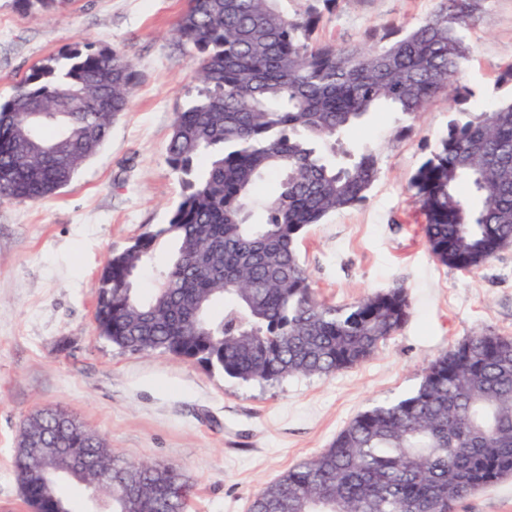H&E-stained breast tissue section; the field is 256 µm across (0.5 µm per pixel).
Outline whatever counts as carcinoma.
Returning a JSON list of instances; mask_svg holds the SVG:
<instances>
[{"mask_svg": "<svg viewBox=\"0 0 512 512\" xmlns=\"http://www.w3.org/2000/svg\"><path fill=\"white\" fill-rule=\"evenodd\" d=\"M56 2L15 0L24 13ZM330 2L309 0L290 15L280 0H188L173 32L204 90L176 113L166 146L181 200L103 267L95 321L112 345L273 384L357 366L409 319L402 288L345 306L319 299L296 243L308 225L366 201L379 176L375 149L343 147L349 132L387 107L415 118L439 94L462 96L477 0H437L408 32L343 45L313 38L318 4ZM136 75L125 53L90 43L34 67L0 102V203L68 186L128 108ZM34 105L42 116L29 112ZM270 176L278 186L262 196ZM408 187L438 263L475 270L512 243V99L451 120ZM166 244L169 265L145 299L138 273ZM80 455L92 461L77 480L90 512H185L192 486L176 468L114 454L61 410L36 413L14 448L33 512H72L59 482L37 474L47 457L64 470ZM507 479L512 336L477 331L430 361L411 395L361 413L328 448L267 484L249 512H456Z\"/></svg>", "mask_w": 512, "mask_h": 512, "instance_id": "obj_1", "label": "carcinoma"}]
</instances>
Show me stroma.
Here are the masks:
<instances>
[{
  "mask_svg": "<svg viewBox=\"0 0 512 512\" xmlns=\"http://www.w3.org/2000/svg\"><path fill=\"white\" fill-rule=\"evenodd\" d=\"M437 0H336L315 30L324 43H358L415 26ZM187 0H63L26 15L0 0V99L34 65L89 42L136 63L128 109L73 182L42 201L0 204V512H30L13 466L27 419L61 408L133 461L170 463L194 487L187 512H247L253 496L327 448L358 413L412 394L426 364L471 332L512 336V246L470 273L435 261L409 177L446 134L456 110L512 95V0H481L467 31L474 47L466 100L446 96L408 118L370 117L349 143L380 152L362 204L308 226L297 242L316 293L343 305L404 288L408 321L365 362L328 376L243 382L167 353H131L99 336L96 283L106 258L163 223L182 194L165 145L176 112L201 83L188 47L170 33Z\"/></svg>",
  "mask_w": 512,
  "mask_h": 512,
  "instance_id": "obj_1",
  "label": "stroma"
}]
</instances>
